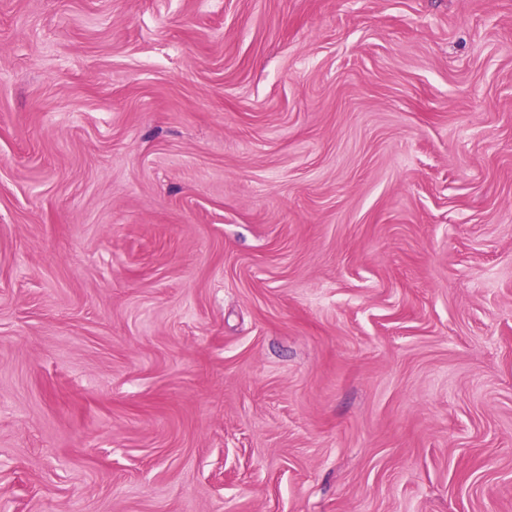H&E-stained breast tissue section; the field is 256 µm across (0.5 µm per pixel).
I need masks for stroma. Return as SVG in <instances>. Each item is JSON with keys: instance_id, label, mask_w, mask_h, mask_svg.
Instances as JSON below:
<instances>
[{"instance_id": "obj_1", "label": "stroma", "mask_w": 512, "mask_h": 512, "mask_svg": "<svg viewBox=\"0 0 512 512\" xmlns=\"http://www.w3.org/2000/svg\"><path fill=\"white\" fill-rule=\"evenodd\" d=\"M0 512H512V0H0Z\"/></svg>"}]
</instances>
